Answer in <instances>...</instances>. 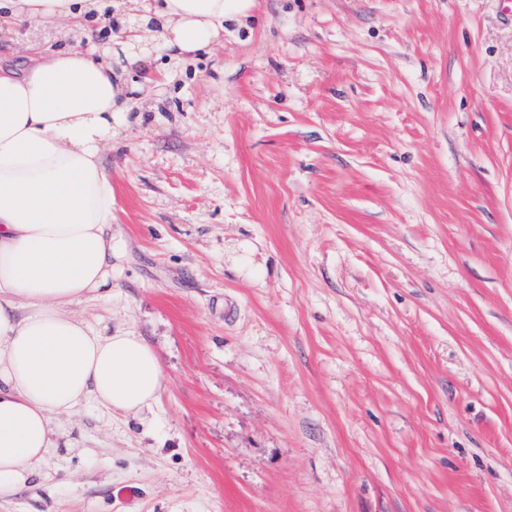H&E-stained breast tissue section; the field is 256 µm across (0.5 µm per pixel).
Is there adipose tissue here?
I'll return each mask as SVG.
<instances>
[{
    "label": "adipose tissue",
    "instance_id": "obj_1",
    "mask_svg": "<svg viewBox=\"0 0 512 512\" xmlns=\"http://www.w3.org/2000/svg\"><path fill=\"white\" fill-rule=\"evenodd\" d=\"M115 38L128 63L154 40L176 57L207 51L255 0H127ZM93 0H0V33L81 27ZM130 88L92 50L30 56L0 69V501L59 447V423L93 403L151 408L163 385L155 351L130 331L78 315L112 293L116 195L102 149Z\"/></svg>",
    "mask_w": 512,
    "mask_h": 512
}]
</instances>
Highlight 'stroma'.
I'll use <instances>...</instances> for the list:
<instances>
[{
	"instance_id": "stroma-1",
	"label": "stroma",
	"mask_w": 512,
	"mask_h": 512,
	"mask_svg": "<svg viewBox=\"0 0 512 512\" xmlns=\"http://www.w3.org/2000/svg\"><path fill=\"white\" fill-rule=\"evenodd\" d=\"M503 0H257L112 120V294L159 400L0 512H512Z\"/></svg>"
}]
</instances>
